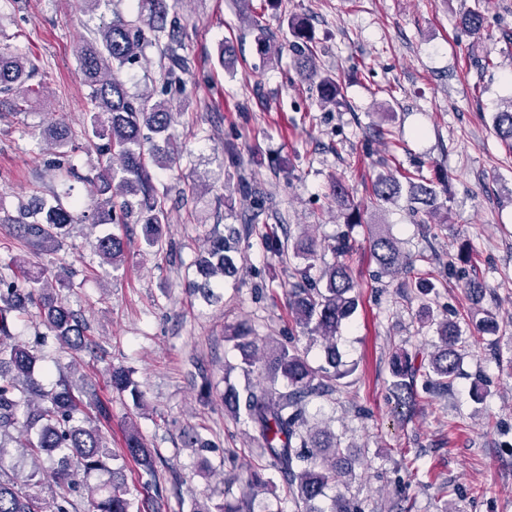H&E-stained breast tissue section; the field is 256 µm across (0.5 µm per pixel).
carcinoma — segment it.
I'll return each mask as SVG.
<instances>
[{
  "label": "carcinoma",
  "instance_id": "cac0c4a2",
  "mask_svg": "<svg viewBox=\"0 0 512 512\" xmlns=\"http://www.w3.org/2000/svg\"><path fill=\"white\" fill-rule=\"evenodd\" d=\"M240 18L249 30L255 32L257 53L265 59L279 56L280 48L269 36L250 10V0H240ZM135 18L127 19L113 12L112 22L85 40L79 48L81 74L89 88L88 109L90 125L83 135L105 141L100 152L106 155L104 172L97 177L99 191L110 193L107 203L120 202L121 220L136 215L144 227V242L148 251L162 246L160 225L168 221V211L151 183L148 162L166 167L175 155L171 127L177 113L167 95L184 92V84L177 72L189 70L188 59L181 54L188 32L177 17H169V0H135ZM485 16L480 7L468 9L460 17V25L467 31L482 30ZM291 28L295 41L289 45L295 69L306 80L318 76L312 41L304 23L294 18ZM149 30L166 69L162 94L164 99H153L150 94L133 95L119 78L118 71L141 53L142 33ZM36 67L28 60L11 52L0 53V94L15 95L27 102L39 98L30 80ZM320 99L331 105L341 95V86L325 76L318 83ZM493 130L497 137L512 149V100L496 112ZM51 144L61 153L78 150L76 136L66 131H49ZM336 206L345 211L346 223H361V211L346 185L336 180L331 186ZM406 197L409 209L422 214L423 224L434 221L448 224V213L442 212L437 184L423 174L407 178L402 183L391 172L382 171L372 181L370 203L377 210ZM21 225L23 236L32 243L63 237L66 228L75 223V214L66 208L60 196L55 202L44 203L25 210L14 220ZM239 231L230 228L228 235L210 237L207 246L196 260L202 283L193 287L203 295H213L216 277L236 268L240 252L236 247ZM294 256L307 262L299 272L300 279L288 289V309L301 332L312 340L325 342L326 364L313 366L306 354L294 346H285L275 340L258 348L246 326L234 329L231 339L242 349H250L238 369L249 375L258 368L266 384L249 386L245 393L231 391L224 394L233 416L257 433L263 442L262 455L268 460V469L280 474L288 486V497L299 512H324L319 502L326 490L352 475L353 467L342 466L344 449L336 436L309 426L306 406L315 397H321L335 388L341 378L338 372L339 353L337 332L342 322L357 308L352 292L355 283L345 258L353 246L345 235L329 245L335 261L324 266L316 278L309 273L317 258V244L301 233L291 241ZM371 256L380 273L389 276L414 273V262L400 249L398 241L386 230V225L375 224L369 237ZM95 250L102 263L116 269L124 260L123 239L106 234L98 237ZM48 276L40 271L30 277V286L19 288L14 282L0 278V439L11 436L19 427L39 426L36 439H26L20 445L37 467L19 481L0 474V512H44L43 499L29 490V482L43 471V462L57 460V484L65 492L53 497L51 512H77L71 495L83 493L88 512H140L138 500L126 486L124 465L108 466V461L131 459L143 472L154 479L157 475L154 449L150 448L135 425L127 429L124 448L117 455L107 446L99 428L86 424L79 417L81 408L92 404L90 392L76 390L66 381H60L50 392L43 390L35 379V368L43 359L40 350L21 344H9L12 338L11 315L31 312L45 324L62 348L74 354L90 349L86 327L65 304L51 298L47 292ZM421 321L436 326L440 345L428 355L425 362H416L417 356L396 352L391 360V391L400 406L410 412L418 398L417 377L423 375V387L428 392L448 389L461 374L466 358L461 345L463 330L460 324L447 317L434 318L429 308L419 311ZM285 381L288 393H279L275 384ZM110 386L118 393H130L140 402L141 392L124 368L110 371ZM273 478L259 470H252L246 480L249 493L266 488ZM191 512H242V502L224 500L210 506L196 500ZM330 512H360L359 505L344 493H337L330 504Z\"/></svg>",
  "mask_w": 512,
  "mask_h": 512
}]
</instances>
